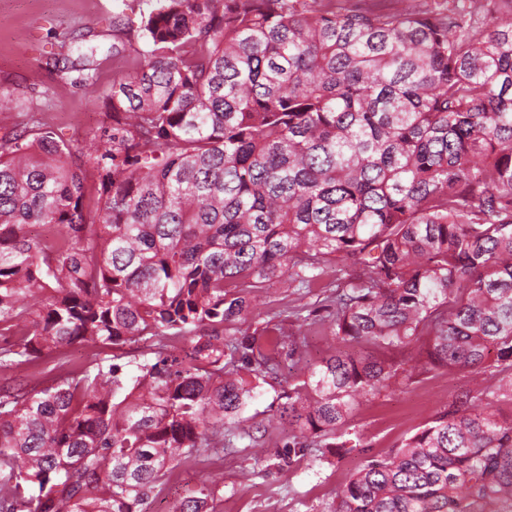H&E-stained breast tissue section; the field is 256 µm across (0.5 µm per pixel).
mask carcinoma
Listing matches in <instances>:
<instances>
[{
  "instance_id": "obj_1",
  "label": "carcinoma",
  "mask_w": 512,
  "mask_h": 512,
  "mask_svg": "<svg viewBox=\"0 0 512 512\" xmlns=\"http://www.w3.org/2000/svg\"><path fill=\"white\" fill-rule=\"evenodd\" d=\"M152 2L101 152L40 122L0 140V512H149L225 440L288 467L360 453L349 417L418 342L411 369L473 387L323 512H512V0ZM333 264L346 288L300 310L362 350L278 393L272 446L243 413L304 342L242 325ZM73 344L98 352L39 368Z\"/></svg>"
}]
</instances>
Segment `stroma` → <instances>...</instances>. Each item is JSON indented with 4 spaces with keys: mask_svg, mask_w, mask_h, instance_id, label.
Masks as SVG:
<instances>
[{
    "mask_svg": "<svg viewBox=\"0 0 512 512\" xmlns=\"http://www.w3.org/2000/svg\"><path fill=\"white\" fill-rule=\"evenodd\" d=\"M150 7V0H0V99L5 102L0 108V139L37 119L82 153L101 150L100 129L109 123L103 93L122 57L140 48L141 16ZM119 12L130 25L116 32L112 16ZM66 38L97 46V85L80 86L74 74L47 66L49 54ZM297 304L292 289L279 283L267 288L254 304L252 328L266 329L271 336L281 328L304 337L306 343L303 361L282 359L278 378L263 383L262 396L245 411L254 421H269L266 409L273 397L334 346L321 326L292 317ZM274 317L279 325L272 328L268 322ZM470 382L466 370H434L410 380L397 376L389 387L359 404L351 426L371 452L386 451L431 421ZM269 423V439L285 442L287 425ZM362 462V456L353 454L339 461L306 460L282 469L262 461L259 449L228 448L202 463H182L155 497L151 510L172 512L188 487L220 474L224 477L222 512H321Z\"/></svg>",
    "mask_w": 512,
    "mask_h": 512,
    "instance_id": "obj_1",
    "label": "stroma"
}]
</instances>
